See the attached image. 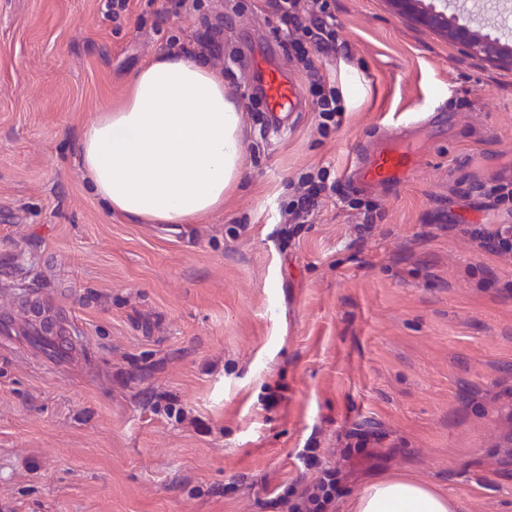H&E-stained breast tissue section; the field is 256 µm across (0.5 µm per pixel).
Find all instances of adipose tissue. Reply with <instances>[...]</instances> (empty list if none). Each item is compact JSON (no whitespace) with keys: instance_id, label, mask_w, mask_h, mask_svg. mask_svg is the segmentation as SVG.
Returning <instances> with one entry per match:
<instances>
[{"instance_id":"adipose-tissue-1","label":"adipose tissue","mask_w":512,"mask_h":512,"mask_svg":"<svg viewBox=\"0 0 512 512\" xmlns=\"http://www.w3.org/2000/svg\"><path fill=\"white\" fill-rule=\"evenodd\" d=\"M243 110L211 70L166 52L142 64L125 100L82 126L77 170L107 211L191 224L224 206L244 168ZM353 512H457L418 479L367 486Z\"/></svg>"}]
</instances>
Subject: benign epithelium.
Listing matches in <instances>:
<instances>
[{
	"instance_id": "7a95c632",
	"label": "benign epithelium",
	"mask_w": 512,
	"mask_h": 512,
	"mask_svg": "<svg viewBox=\"0 0 512 512\" xmlns=\"http://www.w3.org/2000/svg\"><path fill=\"white\" fill-rule=\"evenodd\" d=\"M386 2L397 16L448 38L464 56L512 67V46L501 43L498 37L472 29L470 24L461 21L460 14L448 12V0H440L438 6L426 5L423 0Z\"/></svg>"
}]
</instances>
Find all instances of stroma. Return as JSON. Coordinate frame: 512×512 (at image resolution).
Returning a JSON list of instances; mask_svg holds the SVG:
<instances>
[{
    "label": "stroma",
    "mask_w": 512,
    "mask_h": 512,
    "mask_svg": "<svg viewBox=\"0 0 512 512\" xmlns=\"http://www.w3.org/2000/svg\"><path fill=\"white\" fill-rule=\"evenodd\" d=\"M317 65L345 107L322 129L265 0L224 17V92L246 106L264 53L301 89L245 114V169L197 224L108 213L76 171L78 131L198 18L135 0H0V314L61 313L75 354L0 340V512H283L319 449L344 475L412 477L512 512V256L462 224H508L477 182L512 166V68L464 57L386 0H329ZM407 150L400 183L351 184L353 160ZM326 171L306 223L283 227L300 176ZM183 409L169 418L166 405ZM382 432L345 457L354 429Z\"/></svg>",
    "instance_id": "1"
}]
</instances>
